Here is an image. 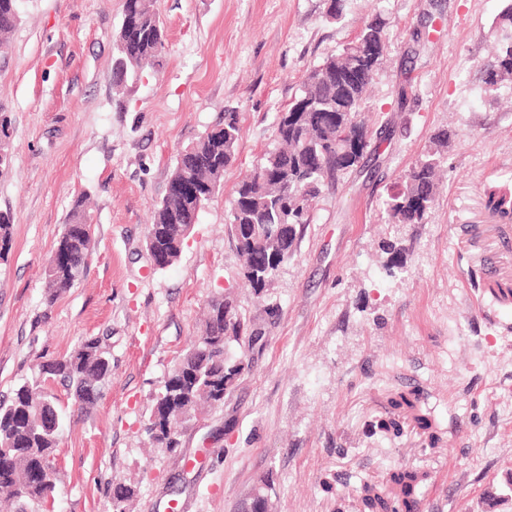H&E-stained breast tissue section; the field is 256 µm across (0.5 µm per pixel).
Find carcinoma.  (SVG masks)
<instances>
[{
	"label": "carcinoma",
	"instance_id": "1",
	"mask_svg": "<svg viewBox=\"0 0 512 512\" xmlns=\"http://www.w3.org/2000/svg\"><path fill=\"white\" fill-rule=\"evenodd\" d=\"M19 0H0V34L19 21ZM512 4L502 12L490 37L498 43L494 62L484 70L485 89L496 92L512 78ZM386 23L375 17L365 23L353 41L322 64L308 70L300 93L278 118L275 136L280 147L267 152L253 173L236 186L230 203L229 226L236 248L245 260L243 278L261 293L279 266L293 255L301 226L309 223L312 202L324 188L334 185L352 168L367 147V131L358 122L364 93L382 64L387 49ZM113 85L128 90L133 78L159 64L166 51V32L149 0H125L121 25L115 36ZM240 141L239 115L224 112V120L178 153L165 196L156 205L148 228V249H156L164 270L180 256L185 228L196 223L204 205L220 190L224 171L237 158ZM448 146L442 134L438 149L420 160L407 174L402 187L385 201L391 219L398 224H421L436 195L440 148ZM486 206L502 221H512V192L499 187L485 191ZM75 201L72 222L65 225L55 251L65 261L47 268L49 301L68 292L82 280L90 246V225ZM12 247V221L0 212V261L8 260ZM264 335L262 325L247 319L232 294L208 302L203 335L176 363L156 397L145 424L150 439L174 450L180 435L168 433L169 419L197 416L208 404L219 405L238 377L248 368L233 345L254 342ZM112 372V357L98 338H87L69 355L42 365L38 376L19 385L6 401H0V489L7 492L15 512L55 494L59 481L56 450L59 432L48 426L64 418V410L51 384L73 391L81 408L88 409ZM394 410L412 415L430 446L439 438L431 418L419 406L412 390L396 391L389 398ZM424 476L394 472L389 486L362 485L364 512H412L414 494ZM134 487L119 484L113 512H126ZM250 512H275L268 487L253 496Z\"/></svg>",
	"mask_w": 512,
	"mask_h": 512
}]
</instances>
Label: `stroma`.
Returning a JSON list of instances; mask_svg holds the SVG:
<instances>
[{
  "instance_id": "35a3bbf8",
  "label": "stroma",
  "mask_w": 512,
  "mask_h": 512,
  "mask_svg": "<svg viewBox=\"0 0 512 512\" xmlns=\"http://www.w3.org/2000/svg\"><path fill=\"white\" fill-rule=\"evenodd\" d=\"M123 3L20 0L0 55L12 155L0 211L14 229L0 264V398L86 338L112 355L88 412L57 390L68 417L54 512H112L118 481L135 488L131 512H245L264 485L279 512H362L361 484L395 471L424 476L414 512H512V300L482 294L485 264L512 265V229L484 202L485 187L512 189V102L482 81L507 0H345L337 20L326 0H153L167 51L119 94ZM375 15L389 40L361 107L369 145L254 294L229 232L235 186L276 147L306 71ZM228 109L237 159L178 260L157 270L147 227L177 154ZM444 130L426 220L392 223L384 200ZM82 195L87 271L51 303L48 260ZM390 244L403 266L389 267ZM225 292L266 334L223 404L180 425V448L152 444L155 398ZM396 390L419 394L437 447L406 418L398 434L374 429Z\"/></svg>"
}]
</instances>
